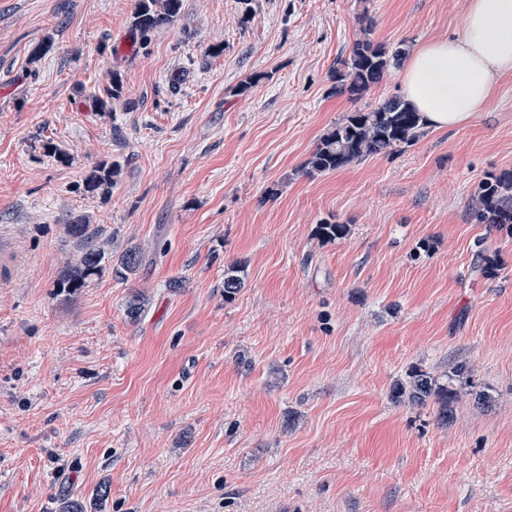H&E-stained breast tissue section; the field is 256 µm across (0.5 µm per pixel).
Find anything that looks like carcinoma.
Wrapping results in <instances>:
<instances>
[{
    "label": "carcinoma",
    "mask_w": 512,
    "mask_h": 512,
    "mask_svg": "<svg viewBox=\"0 0 512 512\" xmlns=\"http://www.w3.org/2000/svg\"><path fill=\"white\" fill-rule=\"evenodd\" d=\"M182 8V0H135L134 27L141 35L174 21ZM360 35L347 58L339 61L334 92L358 100L380 84L390 67L397 63L402 51L390 49L372 37L374 20L368 8L358 17ZM425 125L419 113L410 109L400 97H392L367 111L356 110L337 122L326 133L306 162L309 175L341 170L371 156L394 154L415 144ZM119 168L101 165L85 179L84 191L104 196L112 192ZM469 219L476 224H490L512 237V172L487 173L478 182ZM67 233L83 242L74 263L57 284L70 292L88 287L106 268L111 259L106 249L93 242L88 225L77 219L66 225ZM350 233L347 224L322 221L316 225L315 235L323 241L335 242ZM142 262L139 247L127 248L113 263L112 275L127 280L137 274ZM245 285L244 266L238 263L224 268V300L230 301ZM459 391L450 382L440 384L432 376L413 370L406 382L393 387V396L399 401L422 405L434 398L438 416L443 422L453 415V405Z\"/></svg>",
    "instance_id": "1"
}]
</instances>
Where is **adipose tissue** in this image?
Segmentation results:
<instances>
[{
  "mask_svg": "<svg viewBox=\"0 0 512 512\" xmlns=\"http://www.w3.org/2000/svg\"><path fill=\"white\" fill-rule=\"evenodd\" d=\"M512 72V0H468L464 32L420 45L402 73L404 100L427 127L454 128L493 101Z\"/></svg>",
  "mask_w": 512,
  "mask_h": 512,
  "instance_id": "1",
  "label": "adipose tissue"
}]
</instances>
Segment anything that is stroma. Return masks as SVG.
Here are the masks:
<instances>
[{
	"mask_svg": "<svg viewBox=\"0 0 512 512\" xmlns=\"http://www.w3.org/2000/svg\"><path fill=\"white\" fill-rule=\"evenodd\" d=\"M134 4L0 0V512H512V238L468 218L512 171V73L464 125L304 172L402 92L399 65L333 91L362 9L409 55L461 34L468 0H183L139 46ZM112 163L110 197L85 193ZM77 218L112 255L139 246L137 275L59 289ZM459 363L449 422L392 399ZM245 285L244 266L238 263L231 264L224 269V299L232 300Z\"/></svg>",
	"mask_w": 512,
	"mask_h": 512,
	"instance_id": "obj_1",
	"label": "stroma"
}]
</instances>
